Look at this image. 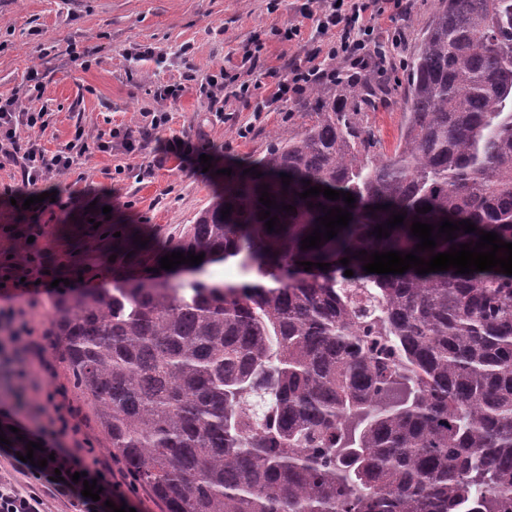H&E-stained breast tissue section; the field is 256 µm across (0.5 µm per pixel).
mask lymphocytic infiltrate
I'll return each instance as SVG.
<instances>
[{"instance_id": "lymphocytic-infiltrate-1", "label": "lymphocytic infiltrate", "mask_w": 512, "mask_h": 512, "mask_svg": "<svg viewBox=\"0 0 512 512\" xmlns=\"http://www.w3.org/2000/svg\"><path fill=\"white\" fill-rule=\"evenodd\" d=\"M408 3L409 0H305L303 13L315 17L320 41L304 57L293 58L287 73L272 72L273 89L266 98L255 101L254 114H261L279 102L301 100L315 84L341 82L347 79L349 69L367 72L383 68L390 61L388 47H401L402 37L400 32H393L390 45H383L375 36V22L383 16L396 19L406 12ZM183 93L179 85L159 86L155 91L158 106L147 113L141 136L115 130L110 140L99 141V149L138 152L143 138L166 127L167 107ZM45 126L44 112L20 106L15 97L0 99V166H19L23 182L30 185L68 171L75 156L85 151L87 137L84 129L79 128L64 148L47 153L36 139L37 132ZM0 234L28 241L23 258H11L0 252V339L18 356L33 349L34 343L30 325L14 309L13 299L50 292L59 295L66 289L79 288L80 281L73 278L68 285L54 286V279L62 277L63 271L40 244L45 235L43 225L4 224ZM74 417V407L61 402L56 404L48 423L32 428L19 419L17 402L0 397V434L6 437L5 443L0 444V457L8 459L26 480L22 486L0 481V512H44L40 496L44 490L68 501L76 512H111V505L121 503L134 507V500L109 462L96 456L93 449L66 446V438L76 430ZM31 441L39 443L40 448L30 464L21 461L20 456ZM40 459L46 460V467H37ZM77 472L101 487L99 500L82 496V483L72 480ZM57 473L62 476L58 482L53 479Z\"/></svg>"}]
</instances>
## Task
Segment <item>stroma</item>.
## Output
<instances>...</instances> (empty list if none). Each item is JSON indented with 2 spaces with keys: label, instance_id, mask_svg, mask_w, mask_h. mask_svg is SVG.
Masks as SVG:
<instances>
[{
  "label": "stroma",
  "instance_id": "1",
  "mask_svg": "<svg viewBox=\"0 0 512 512\" xmlns=\"http://www.w3.org/2000/svg\"><path fill=\"white\" fill-rule=\"evenodd\" d=\"M305 0H0V98L25 89L31 69L42 74L43 93L33 101L48 114V125L38 134L47 152H55L72 140L76 126L87 134V148L73 167L38 183L31 194L55 192L76 203L62 209L38 205L31 209L0 204V225L17 221L45 224L44 246L66 271H90L91 287L112 285L113 269L125 268L124 259H112L110 238L100 237L94 225L136 232L163 245L177 239L194 223L198 213L225 187L235 184L248 168L274 144L276 135L297 130L307 121L315 102L305 96L296 103L254 116L251 106L233 95L212 104L200 96L201 81L216 69L255 83L256 96L271 91L263 74L268 69L285 71L289 61L317 41L315 26L302 12ZM437 0H411L409 12L396 20L381 19L379 33L401 28L402 51L393 70L377 76L378 91L362 107L365 121L391 151L403 124L398 99L406 83V61L426 28ZM299 29L294 42L283 41L281 31ZM260 39L261 50L253 64L243 62L242 45ZM154 56L139 59L143 48ZM83 51L86 62L72 60L71 51ZM179 84L185 92L170 109V121L161 136L201 142L210 166L196 159H168L154 166L158 145L148 141L141 152L104 153L97 147L99 135L116 127L132 131L143 124V115L156 108L158 86ZM223 106V121H215V106ZM254 128L239 138L245 123ZM152 173L139 177L140 168ZM111 213H104V206ZM48 294L22 297L15 307L28 321L41 347L33 359L27 382L28 424L45 422L53 414L51 393L61 391L77 411L79 429L65 443L71 448L93 446L97 456L122 468L93 409L73 387L49 336Z\"/></svg>",
  "mask_w": 512,
  "mask_h": 512
}]
</instances>
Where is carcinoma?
<instances>
[{"instance_id":"obj_1","label":"carcinoma","mask_w":512,"mask_h":512,"mask_svg":"<svg viewBox=\"0 0 512 512\" xmlns=\"http://www.w3.org/2000/svg\"><path fill=\"white\" fill-rule=\"evenodd\" d=\"M374 94L371 75L316 90L318 112L270 147L262 176L225 188L165 248L115 242L152 269L202 253L191 279L118 274L51 305L73 386L166 512H512V276L362 275L356 257L411 252L416 219L477 227L436 239L426 261L484 231L512 243V0H437L389 154L345 109ZM262 185L279 205L272 232ZM310 186L354 207L300 198ZM325 207L352 220L301 249ZM398 213L390 236L372 234ZM230 261L247 280L206 271ZM307 261L330 269L295 277Z\"/></svg>"}]
</instances>
